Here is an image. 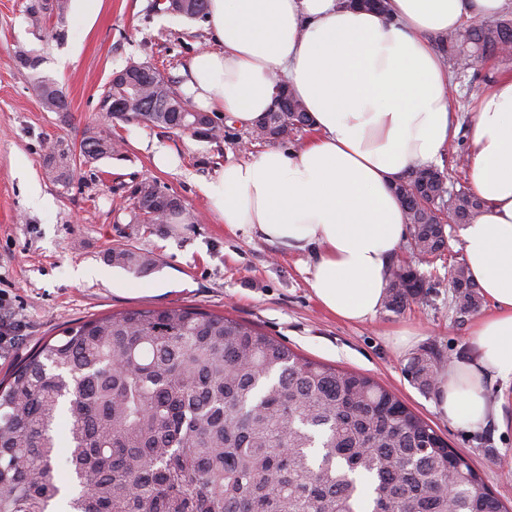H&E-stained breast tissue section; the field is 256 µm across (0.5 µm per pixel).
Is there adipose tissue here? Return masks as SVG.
<instances>
[{
    "label": "adipose tissue",
    "instance_id": "1",
    "mask_svg": "<svg viewBox=\"0 0 512 512\" xmlns=\"http://www.w3.org/2000/svg\"><path fill=\"white\" fill-rule=\"evenodd\" d=\"M388 4L383 15L343 0H208L218 47L191 61L184 87L249 128L272 107L278 82L303 102L314 137L226 161L202 190L230 229L311 251L304 272L315 298L355 323L381 308L407 234L393 182L439 163L455 133L436 37L512 11V0ZM471 170L485 206L463 230L464 260L493 311L471 327L467 355L438 375L435 408L477 430L500 416L486 379H512V75L480 96Z\"/></svg>",
    "mask_w": 512,
    "mask_h": 512
}]
</instances>
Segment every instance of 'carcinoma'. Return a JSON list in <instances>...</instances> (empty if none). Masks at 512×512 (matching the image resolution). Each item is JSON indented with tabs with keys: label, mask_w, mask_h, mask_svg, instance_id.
I'll use <instances>...</instances> for the list:
<instances>
[{
	"label": "carcinoma",
	"mask_w": 512,
	"mask_h": 512,
	"mask_svg": "<svg viewBox=\"0 0 512 512\" xmlns=\"http://www.w3.org/2000/svg\"><path fill=\"white\" fill-rule=\"evenodd\" d=\"M66 0L29 6L32 22ZM461 34L438 38L442 57L456 64L507 57L512 15L467 21ZM37 92L49 112L67 111L56 82ZM114 99L152 112L116 114ZM186 100L162 74L143 81L135 63L112 79L99 101L108 118L206 137L218 129L209 113L174 110ZM311 126L292 93L265 113L257 135L285 139ZM112 132L87 127L81 157L60 140L45 160L62 188L73 165L109 157ZM416 178L394 187L402 201L409 245L428 263L448 248L437 213L469 224L482 208L469 190L438 198L440 179ZM134 224H196L198 216L146 180L131 192ZM108 261L136 274L150 259L129 250ZM460 315L482 304L467 266L448 269ZM425 282L410 265L389 269L384 308L401 312ZM440 352L412 356L407 373L423 391L435 386ZM66 422L68 484L56 479L54 427ZM503 512L481 473L420 415L372 377L304 358L254 326L185 306L131 309L82 320L44 342L0 380V512H50L67 496L69 512Z\"/></svg>",
	"instance_id": "cac0c4a2"
}]
</instances>
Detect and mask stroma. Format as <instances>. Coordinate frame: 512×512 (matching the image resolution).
I'll use <instances>...</instances> for the list:
<instances>
[{
	"mask_svg": "<svg viewBox=\"0 0 512 512\" xmlns=\"http://www.w3.org/2000/svg\"><path fill=\"white\" fill-rule=\"evenodd\" d=\"M32 0H0V316L16 323L12 343L0 347V378L61 330L80 320L137 308L195 307L256 327L296 353L341 370L373 377L422 415L452 448L467 455L486 484L512 506V382L486 383L500 401V419L479 430L451 425L435 409L434 392L405 373L410 357L435 347L460 357L475 321L460 316L448 287V266L462 260L460 229L448 233L445 255L416 264L406 246L393 260L417 265L425 293L404 312L380 310L371 321L349 323L322 308L303 272L310 256L230 231L202 191L227 159L249 160L289 149L313 134L305 128L276 142L256 140L243 126L214 113L219 137H194L147 124L103 120L99 97L113 74L130 62L152 65L182 87L189 63L216 41L205 16L164 10L157 0H102L94 11L69 0L64 18L44 15L33 25ZM36 59L20 66L18 54ZM456 131L439 165L454 187L470 188L469 145L477 90L512 72V57L461 70L449 65ZM53 79L65 95L64 112L45 111L35 87ZM110 125L121 147L112 156L78 164L69 189L48 179L44 162L57 141L79 144L86 127ZM177 152L180 166L157 169L151 146ZM151 180L200 216L196 224H134L133 188ZM129 249L151 259L137 275L112 265L107 254ZM409 330L411 345L398 333Z\"/></svg>",
	"mask_w": 512,
	"mask_h": 512,
	"instance_id": "stroma-1",
	"label": "stroma"
}]
</instances>
